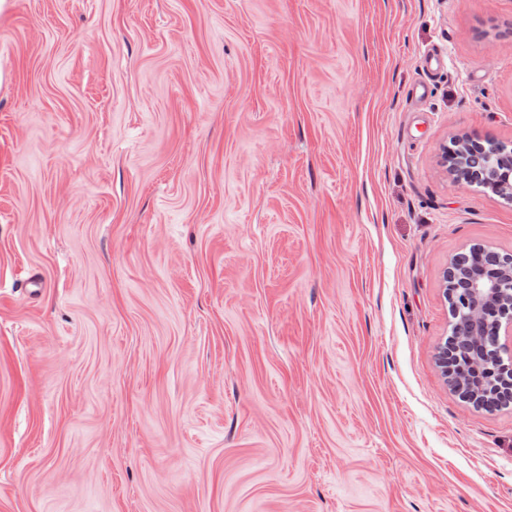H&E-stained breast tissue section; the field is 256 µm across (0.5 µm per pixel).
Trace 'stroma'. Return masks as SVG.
<instances>
[{"mask_svg": "<svg viewBox=\"0 0 512 512\" xmlns=\"http://www.w3.org/2000/svg\"><path fill=\"white\" fill-rule=\"evenodd\" d=\"M463 138L512 147V0H10L0 512H512L436 362L512 256ZM502 259L481 248L455 259L444 277L445 295L449 299L448 287L468 289L471 301L464 307L453 306L454 314L461 317V327L467 336L479 340L480 336H485L487 325L491 323L495 345L500 346L503 331V345L510 342L512 346V259H505L507 263L504 266L495 267L498 262L502 263ZM504 297H508L509 305L501 308L497 305Z\"/></svg>", "mask_w": 512, "mask_h": 512, "instance_id": "35a3bbf8", "label": "stroma"}]
</instances>
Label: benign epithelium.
<instances>
[{
  "label": "benign epithelium",
  "instance_id": "7a95c632",
  "mask_svg": "<svg viewBox=\"0 0 512 512\" xmlns=\"http://www.w3.org/2000/svg\"><path fill=\"white\" fill-rule=\"evenodd\" d=\"M505 146L492 140L487 145L474 141H462L453 152L443 150L442 163L448 160H461L452 165L456 179L460 183L484 182L493 191H512V167L497 172L494 180L487 174L495 171V164ZM502 258L485 249L476 248L466 256L451 263L445 274V287L466 288L470 301L465 306L454 305V314L461 318L465 334L479 339L485 335L488 324H493L495 340L512 343V259L502 266L497 263Z\"/></svg>",
  "mask_w": 512,
  "mask_h": 512
}]
</instances>
